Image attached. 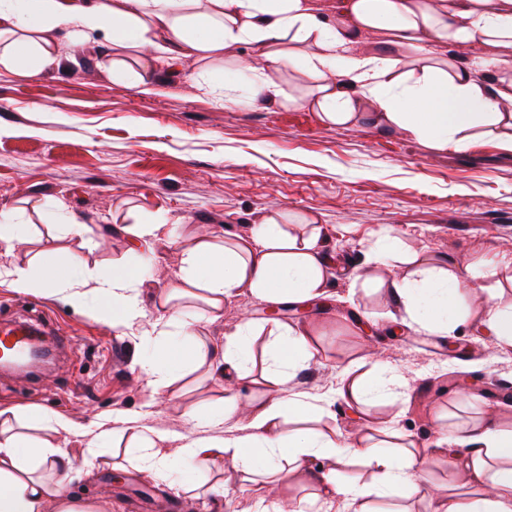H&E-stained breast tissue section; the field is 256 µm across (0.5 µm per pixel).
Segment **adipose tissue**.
<instances>
[{
  "label": "adipose tissue",
  "mask_w": 512,
  "mask_h": 512,
  "mask_svg": "<svg viewBox=\"0 0 512 512\" xmlns=\"http://www.w3.org/2000/svg\"><path fill=\"white\" fill-rule=\"evenodd\" d=\"M368 34L378 36L376 50L357 51ZM101 40L118 51L119 70L129 59L148 68L162 58L219 57L247 43L255 50L254 62L239 66L255 87L247 106L296 102L318 112L325 124H367L435 151L466 149L477 127L512 151V59L490 57L472 65L446 53L461 44L512 45V0H336L329 15L314 0H0V66L8 70L34 76ZM288 67L308 79L305 97L295 98L279 82ZM480 67L492 70L491 80L477 78ZM388 254L402 270L387 291L401 307L405 327L448 338L468 324L470 315L456 300L476 295L478 269L424 250H400L389 238L370 249L377 263ZM5 276L22 292L41 282L77 305L98 298L97 309L112 326L140 330L154 342L141 370L170 384L188 366L248 379L245 343L252 324L226 337L220 349L196 330L217 318L239 291L275 305H299L329 296L331 287L320 226L284 212L247 236L192 240L182 251L177 284L161 302L167 317L145 331L140 293L152 272L141 263L87 275L79 256L61 265L47 252L37 266L15 265ZM317 334L314 327L281 326L271 343L265 389L225 398L223 409L206 419L210 427L243 420L244 433L184 435L169 450L166 435L139 425L137 417L118 415L108 434L130 435L145 467L158 473L168 472L177 458H225L244 470L260 458L265 474L284 482L311 472L314 460L330 461L331 469L315 477L321 493L294 499L291 512H319L327 498L352 512H410L413 499L426 501L428 512H512V428L500 425L492 412L439 428L435 450H450L452 469L469 485L445 495L419 474L426 453L408 434L370 427L342 441L320 429L332 400L359 408L380 393L406 388L407 381L398 370L375 365L363 372L354 362L334 396L290 391L296 371L316 354ZM17 419L46 422L54 433L72 429L68 421L36 410H17L12 420L0 421V512H101L68 489L72 474L94 469L97 449L75 460L48 440L17 430Z\"/></svg>",
  "instance_id": "ef3b65f1"
}]
</instances>
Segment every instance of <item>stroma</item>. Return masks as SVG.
Wrapping results in <instances>:
<instances>
[{"mask_svg": "<svg viewBox=\"0 0 512 512\" xmlns=\"http://www.w3.org/2000/svg\"><path fill=\"white\" fill-rule=\"evenodd\" d=\"M252 54L240 43L221 58L186 57L173 70L158 64L141 84L113 77L112 50L97 43L34 77L0 68V209H18L31 232L13 252L0 248V270L46 250L76 253L88 271L125 262L136 256L126 227L163 215L177 221L180 238L155 245L148 257L156 277L141 298L154 319L194 235H246L281 210L314 217L332 258L330 296L307 313L292 307L273 318L270 303L244 291L203 324L202 335L220 347L242 323L264 326L251 339L257 379L269 331L321 326L316 358L292 390L329 392L342 369L365 356L403 373L409 401L361 410L339 402L320 428L353 439L368 423L394 427L430 447L439 415L456 399L473 398L487 380L512 382V353L496 352L482 317L489 289L512 300V271L502 266L512 257V152L487 138L434 152L398 134L323 124L306 107L225 105V93L251 95L252 85L230 69ZM57 204L85 224L83 236H63L42 222L41 206ZM381 235L406 250L481 262L486 290L465 299L471 319L452 339L403 326L385 291L352 289ZM22 315L50 318L72 343L70 359L38 380L0 373V410L33 407L64 417L72 432L49 439L70 455H83V429L111 428L120 413L140 415L143 425L172 437L200 432V417L234 391L201 369L171 386H151L139 366L140 336L112 327L92 306L45 290L21 293L0 279V320ZM192 412L197 420H189ZM221 482L223 497L211 491ZM70 490L107 504L108 512H160L164 503L179 512H270L281 499L276 481L224 459L185 461L177 473L159 476L142 470L125 447L103 449Z\"/></svg>", "mask_w": 512, "mask_h": 512, "instance_id": "1", "label": "stroma"}]
</instances>
